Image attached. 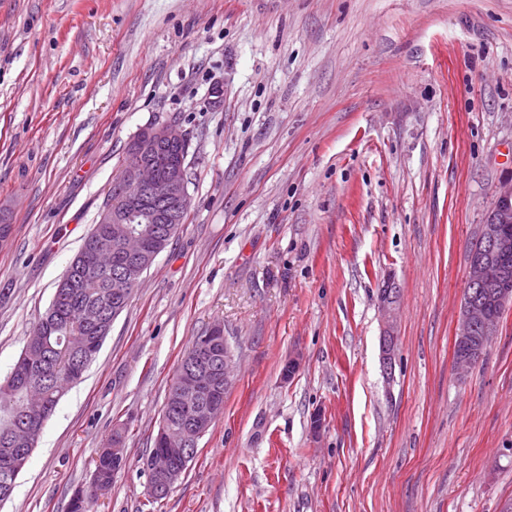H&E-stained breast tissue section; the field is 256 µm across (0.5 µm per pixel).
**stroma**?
Segmentation results:
<instances>
[{
    "instance_id": "obj_1",
    "label": "stroma",
    "mask_w": 512,
    "mask_h": 512,
    "mask_svg": "<svg viewBox=\"0 0 512 512\" xmlns=\"http://www.w3.org/2000/svg\"><path fill=\"white\" fill-rule=\"evenodd\" d=\"M168 120L188 219L0 512H68L119 425L128 461L98 512H498L512 304L467 374L453 347L469 247L512 182V0H0V380L128 142ZM216 323L235 350L224 411L149 504L168 388ZM393 301L394 298L386 294L384 298L379 299L378 303L385 324L383 336H381L382 365L388 375L392 374L397 339L392 320V312L396 304Z\"/></svg>"
}]
</instances>
